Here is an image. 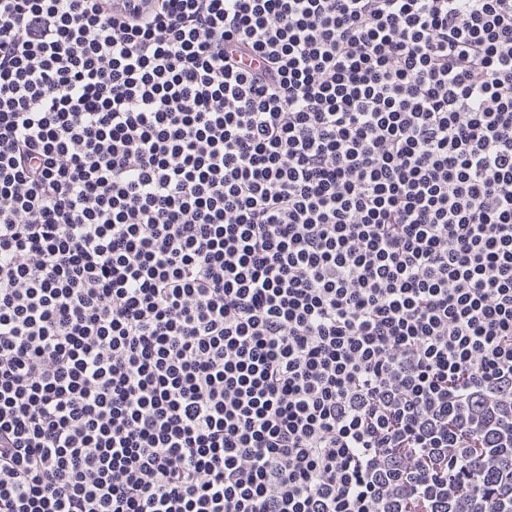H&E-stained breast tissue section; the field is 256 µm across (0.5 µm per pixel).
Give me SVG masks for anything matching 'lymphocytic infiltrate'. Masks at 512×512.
<instances>
[{
	"label": "lymphocytic infiltrate",
	"mask_w": 512,
	"mask_h": 512,
	"mask_svg": "<svg viewBox=\"0 0 512 512\" xmlns=\"http://www.w3.org/2000/svg\"><path fill=\"white\" fill-rule=\"evenodd\" d=\"M0 512H512V0H0Z\"/></svg>",
	"instance_id": "lymphocytic-infiltrate-1"
}]
</instances>
